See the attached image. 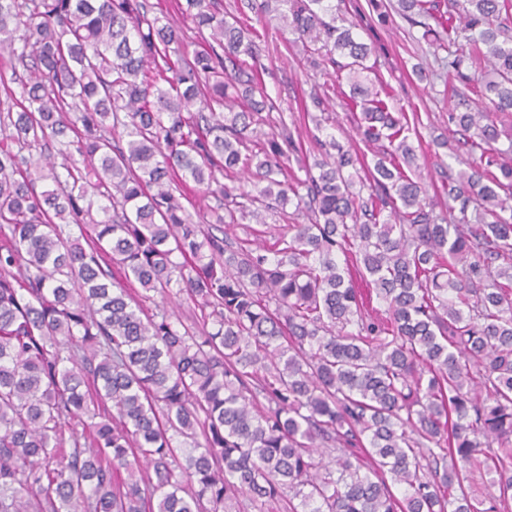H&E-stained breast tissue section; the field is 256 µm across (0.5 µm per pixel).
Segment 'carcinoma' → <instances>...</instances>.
<instances>
[{"mask_svg":"<svg viewBox=\"0 0 512 512\" xmlns=\"http://www.w3.org/2000/svg\"><path fill=\"white\" fill-rule=\"evenodd\" d=\"M369 6L247 2L349 84L352 154L295 139L216 0H0V512H512V0ZM392 12L494 107L448 113L488 158L431 195L353 32Z\"/></svg>","mask_w":512,"mask_h":512,"instance_id":"carcinoma-1","label":"carcinoma"}]
</instances>
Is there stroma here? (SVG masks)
Masks as SVG:
<instances>
[{"label":"stroma","mask_w":512,"mask_h":512,"mask_svg":"<svg viewBox=\"0 0 512 512\" xmlns=\"http://www.w3.org/2000/svg\"><path fill=\"white\" fill-rule=\"evenodd\" d=\"M291 38L289 31H281L273 49L260 58V77L269 94L288 115L298 112L302 98L308 95L312 85L325 81L322 74L305 65L302 54L289 47ZM370 38L380 48L376 68L391 87L394 105L408 113L417 112L421 119L418 132L422 148L418 152V163L422 176H434L439 164L447 174L456 175L474 156L452 146L438 149L432 143L434 136L449 134L448 114L455 99L447 74L421 81L412 73L413 65L425 60L426 44L421 39L420 28L396 16L389 24L375 27Z\"/></svg>","instance_id":"35a3bbf8"}]
</instances>
